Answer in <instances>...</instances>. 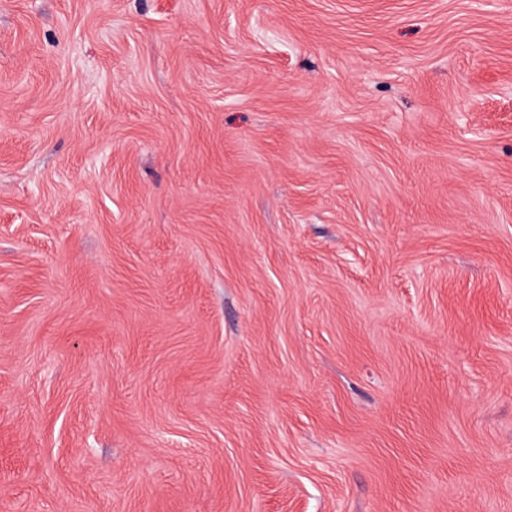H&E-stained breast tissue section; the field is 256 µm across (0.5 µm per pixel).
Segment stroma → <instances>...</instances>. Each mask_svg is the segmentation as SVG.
Returning a JSON list of instances; mask_svg holds the SVG:
<instances>
[{
  "label": "stroma",
  "instance_id": "1",
  "mask_svg": "<svg viewBox=\"0 0 512 512\" xmlns=\"http://www.w3.org/2000/svg\"><path fill=\"white\" fill-rule=\"evenodd\" d=\"M0 512H512V0H0Z\"/></svg>",
  "mask_w": 512,
  "mask_h": 512
}]
</instances>
